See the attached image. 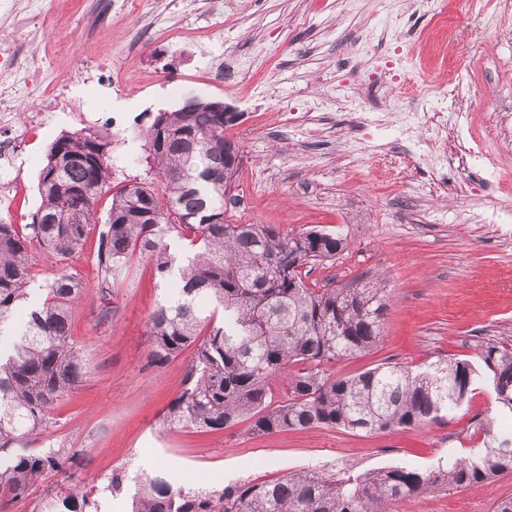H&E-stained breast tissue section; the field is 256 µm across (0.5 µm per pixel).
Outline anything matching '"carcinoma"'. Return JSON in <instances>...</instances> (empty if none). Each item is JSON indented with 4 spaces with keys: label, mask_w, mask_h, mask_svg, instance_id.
Segmentation results:
<instances>
[{
    "label": "carcinoma",
    "mask_w": 512,
    "mask_h": 512,
    "mask_svg": "<svg viewBox=\"0 0 512 512\" xmlns=\"http://www.w3.org/2000/svg\"><path fill=\"white\" fill-rule=\"evenodd\" d=\"M159 112L139 130L154 178L111 191L112 139L82 130L51 146L38 190L36 223L0 222V493L27 494L45 474L75 458L69 448L37 450L54 405L82 382L85 351L72 340V310L87 284L62 269L30 303L31 246L66 260L98 235L101 294L127 278L132 259L150 260L163 292L150 316V358L162 365L194 347L186 385L165 418L170 429L219 430L249 421L251 435L319 427L383 431L436 421L456 411L485 373L495 402L512 414V347L481 346L480 365L440 359L418 369L378 365L336 377L329 365L373 349L389 310L385 289L361 279L319 288L307 268L346 248L341 233L284 234L270 224H234L227 202L242 150L226 134L224 113ZM163 185L157 193L155 181ZM112 192L105 222L96 204ZM222 321H217L218 313ZM283 378L280 396L272 383ZM512 470V430L484 450L420 472L382 467L336 480L291 472L273 481L202 497L174 486L163 471L145 478L131 512H390L429 489L460 490ZM49 512H98L89 493L48 503Z\"/></svg>",
    "instance_id": "1"
}]
</instances>
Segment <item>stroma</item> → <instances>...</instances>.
Wrapping results in <instances>:
<instances>
[{"label":"stroma","instance_id":"1","mask_svg":"<svg viewBox=\"0 0 512 512\" xmlns=\"http://www.w3.org/2000/svg\"><path fill=\"white\" fill-rule=\"evenodd\" d=\"M50 24H30L28 0L0 13V38L45 60L43 89L75 86L69 112L39 130L18 168L0 164V189L13 187L0 221L32 223L40 205L38 181L51 144L62 134L107 132L129 144L112 154L113 183L145 177V153L134 132L149 113L171 111L187 98L223 101L240 114L230 128L244 154L227 212L237 224H270L284 233L342 230L346 249L316 266L309 283L345 282L368 274L390 290L381 342L372 351L333 364L353 375L381 363L416 368L449 357L476 360L489 340L512 343V236L498 222L512 220V183H494L483 171L458 174L448 131L408 145L405 112L429 116L443 102L436 83L468 98L478 86L495 100L472 105L470 131L492 143L512 138V24L485 21V53L473 77L450 75L468 47L443 54L432 15L414 0H132L108 10L106 0H43ZM157 24L179 31L156 40ZM385 32L384 46L359 49L368 29ZM97 67L82 82L85 65ZM368 112L379 126L356 124ZM97 239L59 261L40 247L31 252L33 287L59 269L87 284L73 310L72 338L86 349L80 385L51 412L38 447L80 450L63 471L50 472L0 512H44L46 500L75 488L90 491L106 512H128L137 476L161 468L173 483L202 496L225 488L316 470L339 479L398 466L426 471L451 456L482 448L487 432L512 427L490 384L479 381L458 410L439 421L381 432L342 428L282 430L247 435L246 422L207 431L171 430L164 418L185 386L192 350L163 365L148 358L149 318L162 297L148 259H135L110 296L97 287ZM112 317L101 320L103 306ZM124 477L108 490L111 475ZM512 497V471L461 491L430 490L397 512H495Z\"/></svg>","mask_w":512,"mask_h":512}]
</instances>
